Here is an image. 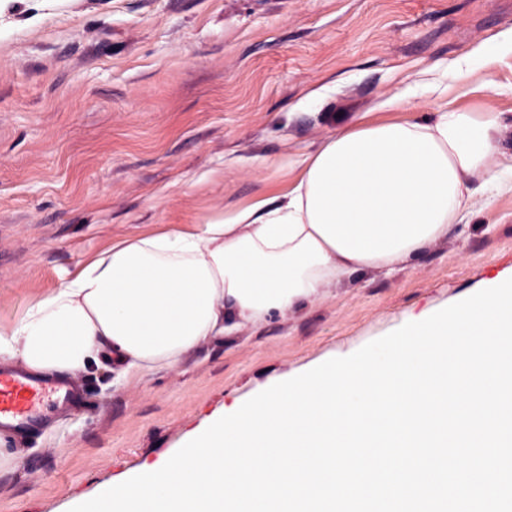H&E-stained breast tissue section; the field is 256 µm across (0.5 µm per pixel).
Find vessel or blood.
Instances as JSON below:
<instances>
[{
    "mask_svg": "<svg viewBox=\"0 0 512 512\" xmlns=\"http://www.w3.org/2000/svg\"><path fill=\"white\" fill-rule=\"evenodd\" d=\"M79 401L78 390L66 378L0 366V433H34L57 412L72 408Z\"/></svg>",
    "mask_w": 512,
    "mask_h": 512,
    "instance_id": "vessel-or-blood-1",
    "label": "vessel or blood"
}]
</instances>
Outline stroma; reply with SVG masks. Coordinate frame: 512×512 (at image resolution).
<instances>
[{"label": "stroma", "mask_w": 512, "mask_h": 512, "mask_svg": "<svg viewBox=\"0 0 512 512\" xmlns=\"http://www.w3.org/2000/svg\"><path fill=\"white\" fill-rule=\"evenodd\" d=\"M510 28L512 0H0V324L112 240L287 192L337 128L444 104L512 123L496 42ZM407 87L410 107L379 110ZM511 276L506 185L393 271L326 285L174 367L77 377L80 407L5 441L0 512H70L225 407Z\"/></svg>", "instance_id": "stroma-1"}]
</instances>
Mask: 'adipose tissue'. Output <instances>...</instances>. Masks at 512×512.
<instances>
[{
    "instance_id": "obj_1",
    "label": "adipose tissue",
    "mask_w": 512,
    "mask_h": 512,
    "mask_svg": "<svg viewBox=\"0 0 512 512\" xmlns=\"http://www.w3.org/2000/svg\"><path fill=\"white\" fill-rule=\"evenodd\" d=\"M506 133L493 109L448 107L428 121L336 130L275 203L113 241L0 326V359L77 376L106 356L132 377L354 271L393 270L464 218L478 189L512 176Z\"/></svg>"
}]
</instances>
